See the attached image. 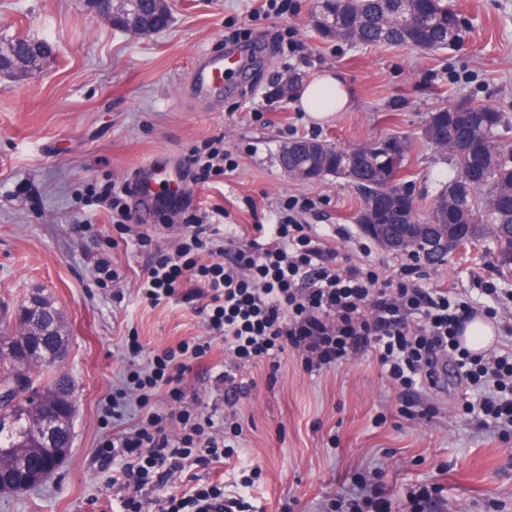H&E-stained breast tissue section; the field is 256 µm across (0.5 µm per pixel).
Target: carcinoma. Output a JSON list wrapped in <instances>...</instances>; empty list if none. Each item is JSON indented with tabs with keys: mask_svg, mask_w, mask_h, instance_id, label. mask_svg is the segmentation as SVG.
I'll return each mask as SVG.
<instances>
[{
	"mask_svg": "<svg viewBox=\"0 0 512 512\" xmlns=\"http://www.w3.org/2000/svg\"><path fill=\"white\" fill-rule=\"evenodd\" d=\"M132 9L148 16L150 32L163 30L170 23V19L152 13L151 0H134ZM317 9L326 38L344 29L359 44H401L424 52L446 51L456 46L455 10L448 6V0H424L426 21L419 26L402 22L403 0H317ZM33 50L28 34L0 35V59L6 63ZM432 116L435 124L423 132V137L451 151L457 175L442 185L428 213L423 215L415 202L398 200L400 186L407 183V142L392 137L399 151L389 158L375 157L370 146H364L342 179L365 193L388 188L394 198L380 214L362 209L358 223L385 224L388 235L398 241L404 240L416 224H443L448 226V243L456 244L463 239L472 244L489 238L496 246L493 257L497 265H511L512 160L507 159L501 143L512 133V124L492 107L465 103H450ZM312 144L320 148V158L311 181L338 175L350 150L325 141L314 140ZM477 145L487 153V165L470 169L468 154ZM11 311L28 323L38 324L42 331L28 342L14 335L9 322L0 320V346L11 350L0 356V392L11 390L19 373H26L28 378L24 391L0 401V415L15 423L13 433L0 435V449L5 451L22 442L27 433L26 413L31 408L52 402L57 414H62L66 402L63 392L73 384L70 375L55 360L57 349L70 347V336L61 320V310L45 289L29 291L12 304Z\"/></svg>",
	"mask_w": 512,
	"mask_h": 512,
	"instance_id": "cac0c4a2",
	"label": "carcinoma"
}]
</instances>
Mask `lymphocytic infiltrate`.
<instances>
[{
	"mask_svg": "<svg viewBox=\"0 0 512 512\" xmlns=\"http://www.w3.org/2000/svg\"><path fill=\"white\" fill-rule=\"evenodd\" d=\"M311 205L285 199L278 223L256 225L253 238L231 248L206 212L190 215L167 249L156 247L151 234L138 233L132 245L152 254L138 296L153 306L179 292L200 301L210 334L223 339L237 367L292 349L308 370L319 371L368 352L394 384L410 391L429 375L438 353L457 354L471 385L491 377L499 389L481 398L480 414L512 426V352L474 354L461 345L463 326L476 317V308L444 291L430 294L411 265L392 274L380 265L348 262L325 235L300 221ZM209 348L183 340L127 373L122 397L141 406L163 389L179 409L149 413L101 443L98 455L112 470L117 512H143L140 494L148 487L166 490L162 512H251L244 491L253 480L247 475L241 493L229 497L220 484L171 488L192 466L224 464L234 455L223 425L184 402L185 374Z\"/></svg>",
	"mask_w": 512,
	"mask_h": 512,
	"instance_id": "f902f5d3",
	"label": "lymphocytic infiltrate"
}]
</instances>
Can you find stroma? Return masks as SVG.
<instances>
[{
    "label": "stroma",
    "instance_id": "obj_1",
    "mask_svg": "<svg viewBox=\"0 0 512 512\" xmlns=\"http://www.w3.org/2000/svg\"><path fill=\"white\" fill-rule=\"evenodd\" d=\"M450 2L470 19L469 33L452 50L423 53L324 38L314 27L315 0H292L287 17L267 20L255 17L264 0H171L170 26L149 35L97 23L86 0H0V34L22 29L55 49L41 69L0 79V298L12 302L36 287L52 292L71 337L63 369L77 401L72 446L59 469L34 490L0 496V512H110L96 448L138 421V408L123 407L115 419L108 403L146 353L210 340L207 358L186 376L187 390L201 411L227 406L211 377L214 365L230 362L223 340L210 336L183 296L158 306L141 301L137 281L149 257L121 238L148 232L168 245L184 211L198 206L223 209L224 236L238 242L253 225L276 223L278 202L305 196L314 201L306 223L335 232L340 255L392 270L406 263L407 252L384 249L362 231L361 190L333 176L295 181L279 155L299 139L354 147L406 138V175L429 206L453 175L450 160L422 137L431 113L466 102L512 119V0ZM233 34L261 49L226 75L221 101L200 103L190 87L199 54ZM326 69L345 80L354 105L315 121L294 99ZM218 136L235 167L208 184L194 182L189 156ZM146 162L160 186L180 189L161 194L151 219L132 200L122 224L82 208L87 183L128 189ZM103 256L119 280L98 278L94 263ZM418 273L428 291L493 306V347L512 348V269L496 266L487 246L437 264L420 260ZM484 279L501 288V299L482 295ZM133 337L141 356L127 347ZM239 376L253 387L235 407L243 428L238 456L197 473L228 483L234 466L260 467L254 512H346L357 473L382 485L397 508L407 484L419 481L444 486L449 512H512V431L469 412L477 391L453 358L405 396L369 354L309 372L290 350Z\"/></svg>",
    "mask_w": 512,
    "mask_h": 512
}]
</instances>
